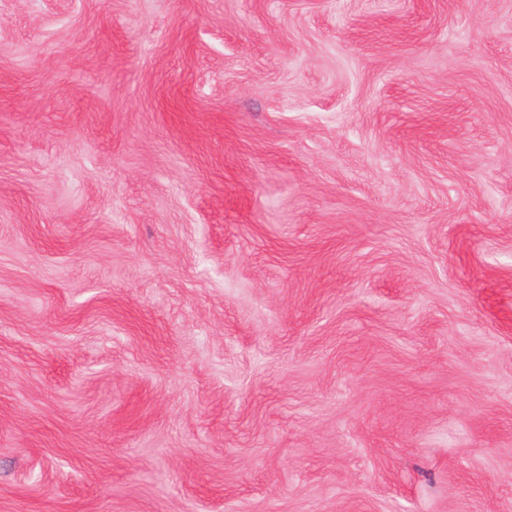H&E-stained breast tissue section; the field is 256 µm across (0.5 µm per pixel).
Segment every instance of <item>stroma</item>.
<instances>
[{"label":"stroma","mask_w":512,"mask_h":512,"mask_svg":"<svg viewBox=\"0 0 512 512\" xmlns=\"http://www.w3.org/2000/svg\"><path fill=\"white\" fill-rule=\"evenodd\" d=\"M0 512H512V0H0Z\"/></svg>","instance_id":"obj_1"}]
</instances>
